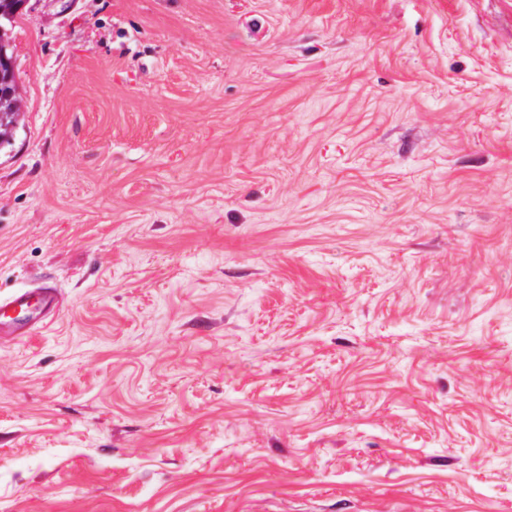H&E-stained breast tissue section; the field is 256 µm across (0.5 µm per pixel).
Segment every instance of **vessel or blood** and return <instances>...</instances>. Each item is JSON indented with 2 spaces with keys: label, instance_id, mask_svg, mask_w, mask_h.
I'll return each mask as SVG.
<instances>
[{
  "label": "vessel or blood",
  "instance_id": "1",
  "mask_svg": "<svg viewBox=\"0 0 512 512\" xmlns=\"http://www.w3.org/2000/svg\"><path fill=\"white\" fill-rule=\"evenodd\" d=\"M55 306L56 291L52 288H31L0 296V336L13 339L27 335L31 322Z\"/></svg>",
  "mask_w": 512,
  "mask_h": 512
}]
</instances>
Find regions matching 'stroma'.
I'll return each instance as SVG.
<instances>
[{
  "instance_id": "obj_1",
  "label": "stroma",
  "mask_w": 512,
  "mask_h": 512,
  "mask_svg": "<svg viewBox=\"0 0 512 512\" xmlns=\"http://www.w3.org/2000/svg\"><path fill=\"white\" fill-rule=\"evenodd\" d=\"M0 512H512V0H26ZM56 307V290L31 288L0 296V339L28 335L30 324Z\"/></svg>"
}]
</instances>
